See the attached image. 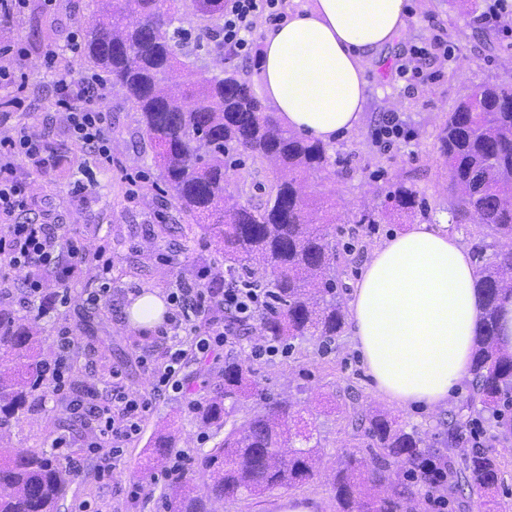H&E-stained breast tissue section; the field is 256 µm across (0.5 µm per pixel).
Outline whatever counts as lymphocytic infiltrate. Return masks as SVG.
<instances>
[{
  "label": "lymphocytic infiltrate",
  "instance_id": "1",
  "mask_svg": "<svg viewBox=\"0 0 512 512\" xmlns=\"http://www.w3.org/2000/svg\"><path fill=\"white\" fill-rule=\"evenodd\" d=\"M224 12V46L236 55L252 50L251 34L258 19L277 21V0H230ZM56 49L44 54V69L57 91L56 106L64 114L67 132L75 144L87 149L95 162L112 161V123L100 100L103 84L98 76L76 77L58 65ZM60 158L45 136L26 128L0 134V298L10 299L11 283L21 282L23 301L38 314L66 306V293L44 294L41 281L54 276L63 281L86 264L109 273L112 259L105 246L88 249L68 225L32 217L33 200L28 178L55 168ZM208 275L200 270L194 280L179 279L168 296L170 311L157 331L163 346L160 361L151 362L155 387L184 389L181 377L186 346L201 356L236 343L241 330L255 321L266 305L267 289L243 287L225 275L216 288L201 287ZM151 400L129 392L120 378L112 380L110 405L99 414L93 447L109 442L120 446L137 435Z\"/></svg>",
  "mask_w": 512,
  "mask_h": 512
}]
</instances>
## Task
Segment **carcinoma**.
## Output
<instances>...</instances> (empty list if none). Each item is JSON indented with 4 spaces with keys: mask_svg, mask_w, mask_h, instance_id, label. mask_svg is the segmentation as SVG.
<instances>
[{
    "mask_svg": "<svg viewBox=\"0 0 512 512\" xmlns=\"http://www.w3.org/2000/svg\"><path fill=\"white\" fill-rule=\"evenodd\" d=\"M100 2L98 23L82 36L83 55L105 73L111 86L132 98L138 125L146 136L160 177L178 213L212 238L227 270L246 285L271 289L270 308L260 317L261 335L288 345L302 336L328 343L341 335L347 320L339 299L336 245L318 224H337L336 208L308 197L304 180L327 171V150L280 125L238 70L213 75L193 67L191 49L207 47L224 57V0H189L195 29L172 28L177 0ZM456 194V217L472 216L494 234L512 240V84L486 83L472 90L448 114L437 135ZM273 165L280 175L251 193L240 173L246 162ZM236 177L237 193L227 191ZM251 194L250 200L240 199ZM395 208L353 215L354 224H384L394 216L428 217L418 192L402 183L388 192ZM475 288L483 316L475 336L471 391L466 406L480 408L498 427L512 424V354L499 349L498 302L512 292V249L496 252ZM32 327L0 310V349L10 354L0 370V433L28 412L38 397L49 362ZM253 364L236 356L224 360V383L197 407L200 421L224 433L198 463L196 473L172 478L168 512H212L214 501H232L265 491L292 489L316 475L315 428L292 403L268 398L263 409L238 425L232 421L240 402L252 395ZM353 424L370 440L369 457L344 453L333 476L337 512H408L425 485L415 469L424 453L420 432L400 428L382 411L355 412ZM170 435L149 441L152 459L163 461L172 448ZM414 468L398 479L397 468ZM499 463L481 447L466 455L448 477L462 493L486 497L498 512ZM71 469L53 454L0 448V512H57L72 482Z\"/></svg>",
    "mask_w": 512,
    "mask_h": 512,
    "instance_id": "1",
    "label": "carcinoma"
}]
</instances>
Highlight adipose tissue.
Masks as SVG:
<instances>
[{
    "label": "adipose tissue",
    "mask_w": 512,
    "mask_h": 512,
    "mask_svg": "<svg viewBox=\"0 0 512 512\" xmlns=\"http://www.w3.org/2000/svg\"><path fill=\"white\" fill-rule=\"evenodd\" d=\"M408 0H308L266 30L263 92L282 126L331 144L363 120L361 63L405 26ZM471 257L443 225L377 246L350 302L352 336L377 393L404 409L443 405L468 373L482 301Z\"/></svg>",
    "instance_id": "ef3b65f1"
}]
</instances>
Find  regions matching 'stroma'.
Wrapping results in <instances>:
<instances>
[{"instance_id": "1", "label": "stroma", "mask_w": 512, "mask_h": 512, "mask_svg": "<svg viewBox=\"0 0 512 512\" xmlns=\"http://www.w3.org/2000/svg\"><path fill=\"white\" fill-rule=\"evenodd\" d=\"M476 6L460 0H409L404 29L378 56L364 61L368 82L364 120L352 132L330 144L331 173L310 175L306 190L335 206L337 212L352 214L369 207H382L390 185H413L424 198L431 223L449 219L448 230L466 249L487 242L485 260H492L498 238L486 226L470 219L453 221L456 200L449 189L448 169L438 152L437 135L449 112L475 87L484 83L512 82V25L490 26L479 21ZM95 0H28L25 11L8 27H0V42L26 49L22 70L30 78L27 111L9 104L17 90L0 86V118L13 125H27L31 132L46 135L66 155L64 167L32 177L30 192L34 214L50 213L69 224L89 246H111L112 298L109 303L90 306L87 294L98 286V274L90 268L76 272L68 282L47 277L45 293L67 291V307L40 317L18 298H11L15 316L36 322L43 336V352L55 360V339L60 330L76 336L80 352L72 362L70 379L91 386L97 407H106L112 393V372L120 370L127 390L150 395L152 407L137 435L120 452L111 448L91 451L89 430H75L61 422L62 408L73 397L64 388L55 397L39 400L32 410L0 438V445L18 451L49 448L54 437H66L68 455L76 463L75 479L60 503L59 512H77L86 504L88 512H167L163 496L166 482L148 466V443L156 433L175 434V450L186 453L188 464L197 461L217 443L213 428L203 425L192 406L204 400L222 382L224 359L248 356L257 331L245 334L239 344L225 348L222 356L200 361L189 352L182 376L185 391L157 392L146 366L139 361L151 346L154 330L139 329L129 322L126 309L133 295L144 291L167 297L171 283L195 276L208 267L211 281L223 280L224 256L215 243L202 235L185 239L181 219L174 206L156 190L157 168L152 151L139 132L137 114L126 94L118 89L106 92L103 105L112 119V163L107 167L88 164L86 151L75 146L64 128V116L55 106L50 77L41 67L46 48L60 49L59 62L76 73L94 71V64L67 51L71 36L83 35L95 19ZM441 39L448 46L447 58H429L420 64L421 74L405 82L395 73L414 44ZM405 121L409 138L384 145L380 133L390 115ZM136 177L139 196L127 197L129 177ZM92 178L95 195L87 200L75 196L76 180ZM409 222L395 219L391 224H331L327 231L336 242L340 293L351 301L367 256L394 234L408 230ZM255 382L260 391L295 403L320 438L319 475L291 490H275L239 500L233 512H281L284 500L294 496L311 504L314 512H336L330 476L344 452L357 451L363 444L356 436L350 416L353 410L371 406L396 417L401 425L414 426L426 444H437L448 424L461 420V440L452 449L455 462H462L475 442H486L487 422L466 407L469 382L435 409L403 410L381 399L367 375L351 331H344L330 345L318 339L296 341L292 353L255 361ZM114 457L109 473L98 474L103 457Z\"/></svg>"}]
</instances>
